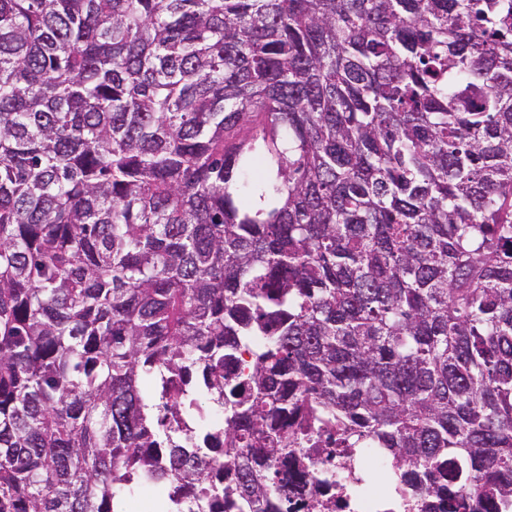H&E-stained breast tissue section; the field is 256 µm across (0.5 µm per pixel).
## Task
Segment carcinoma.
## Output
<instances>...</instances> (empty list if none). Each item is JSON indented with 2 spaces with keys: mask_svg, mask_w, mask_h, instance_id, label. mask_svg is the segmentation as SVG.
I'll use <instances>...</instances> for the list:
<instances>
[{
  "mask_svg": "<svg viewBox=\"0 0 512 512\" xmlns=\"http://www.w3.org/2000/svg\"><path fill=\"white\" fill-rule=\"evenodd\" d=\"M311 446L512 512V0H0V512Z\"/></svg>",
  "mask_w": 512,
  "mask_h": 512,
  "instance_id": "cac0c4a2",
  "label": "carcinoma"
}]
</instances>
